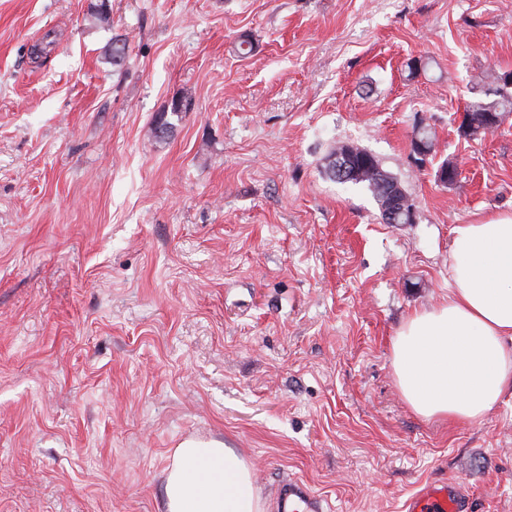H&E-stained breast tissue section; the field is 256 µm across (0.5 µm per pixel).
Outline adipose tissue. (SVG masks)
<instances>
[{
	"label": "adipose tissue",
	"mask_w": 512,
	"mask_h": 512,
	"mask_svg": "<svg viewBox=\"0 0 512 512\" xmlns=\"http://www.w3.org/2000/svg\"><path fill=\"white\" fill-rule=\"evenodd\" d=\"M452 233L448 298L405 321L392 364L415 413L475 421L512 387V215ZM163 496L166 512H264L251 464L217 440L174 449Z\"/></svg>",
	"instance_id": "1"
}]
</instances>
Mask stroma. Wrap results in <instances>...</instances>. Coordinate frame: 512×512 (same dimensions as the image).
I'll use <instances>...</instances> for the list:
<instances>
[{
	"instance_id": "1",
	"label": "stroma",
	"mask_w": 512,
	"mask_h": 512,
	"mask_svg": "<svg viewBox=\"0 0 512 512\" xmlns=\"http://www.w3.org/2000/svg\"><path fill=\"white\" fill-rule=\"evenodd\" d=\"M99 2L0 0V512H165L190 437L254 463L269 512L288 477L333 512L446 479L512 512V390L424 418L392 365L448 295L453 226L512 215V112L456 121L512 71V0ZM341 144L414 223L328 178Z\"/></svg>"
}]
</instances>
